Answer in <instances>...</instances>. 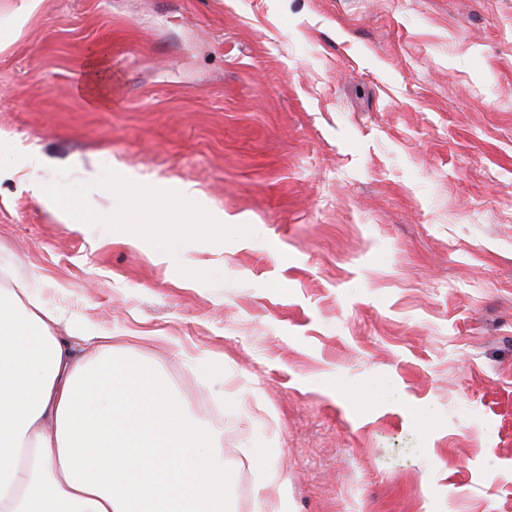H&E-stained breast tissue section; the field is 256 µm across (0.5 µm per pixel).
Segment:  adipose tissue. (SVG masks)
<instances>
[{
    "mask_svg": "<svg viewBox=\"0 0 512 512\" xmlns=\"http://www.w3.org/2000/svg\"><path fill=\"white\" fill-rule=\"evenodd\" d=\"M219 446L112 330L0 289V512H224Z\"/></svg>",
    "mask_w": 512,
    "mask_h": 512,
    "instance_id": "ef3b65f1",
    "label": "adipose tissue"
}]
</instances>
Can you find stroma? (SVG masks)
<instances>
[{
  "mask_svg": "<svg viewBox=\"0 0 512 512\" xmlns=\"http://www.w3.org/2000/svg\"><path fill=\"white\" fill-rule=\"evenodd\" d=\"M33 150L99 218L1 172L13 278L168 371L230 512L247 448L287 512H512V0H44L0 28Z\"/></svg>",
  "mask_w": 512,
  "mask_h": 512,
  "instance_id": "obj_1",
  "label": "stroma"
}]
</instances>
